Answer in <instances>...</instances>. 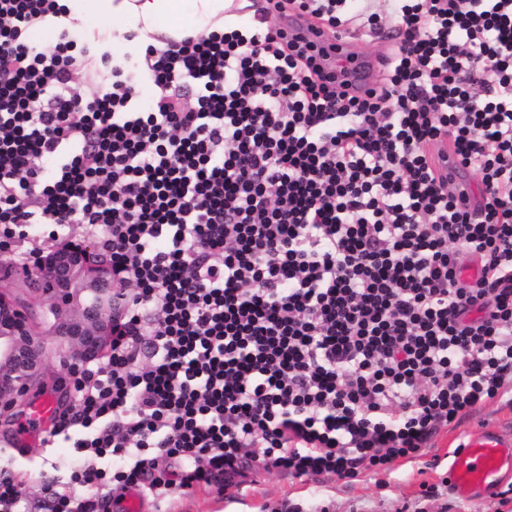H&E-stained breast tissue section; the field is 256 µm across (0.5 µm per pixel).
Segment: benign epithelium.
I'll return each instance as SVG.
<instances>
[{
	"mask_svg": "<svg viewBox=\"0 0 512 512\" xmlns=\"http://www.w3.org/2000/svg\"><path fill=\"white\" fill-rule=\"evenodd\" d=\"M29 287L51 302L52 335L65 348L75 373L104 358L112 336V317L123 305L112 277V259L88 244H65L48 252L33 272ZM39 325L6 291L0 290V415L24 398L43 365Z\"/></svg>",
	"mask_w": 512,
	"mask_h": 512,
	"instance_id": "obj_1",
	"label": "benign epithelium"
}]
</instances>
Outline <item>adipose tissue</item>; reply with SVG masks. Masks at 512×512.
I'll list each match as a JSON object with an SVG mask.
<instances>
[{"mask_svg":"<svg viewBox=\"0 0 512 512\" xmlns=\"http://www.w3.org/2000/svg\"><path fill=\"white\" fill-rule=\"evenodd\" d=\"M65 17L46 16L31 29L30 40L56 30L60 21L80 25H111L113 42H121L125 33H133V46L145 49L158 36L174 39L191 33H217L249 30L252 15L233 13L234 0H62Z\"/></svg>","mask_w":512,"mask_h":512,"instance_id":"ef3b65f1","label":"adipose tissue"}]
</instances>
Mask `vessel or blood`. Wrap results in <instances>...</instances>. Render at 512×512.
Listing matches in <instances>:
<instances>
[{"label": "vessel or blood", "instance_id": "obj_1", "mask_svg": "<svg viewBox=\"0 0 512 512\" xmlns=\"http://www.w3.org/2000/svg\"><path fill=\"white\" fill-rule=\"evenodd\" d=\"M283 27L289 33L326 47L335 62L344 64L346 78L355 87L366 90L375 84L373 64L358 57L352 37H335L327 33L311 17H285ZM56 413L53 398L42 395L34 400L19 429L18 446H26L29 437L41 432ZM512 467V436H504L499 428L485 426L470 432L464 447L454 452L448 471L452 491L466 499H477L496 490L503 480L504 466Z\"/></svg>", "mask_w": 512, "mask_h": 512}]
</instances>
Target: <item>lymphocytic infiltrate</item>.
I'll use <instances>...</instances> for the list:
<instances>
[{"instance_id": "lymphocytic-infiltrate-1", "label": "lymphocytic infiltrate", "mask_w": 512, "mask_h": 512, "mask_svg": "<svg viewBox=\"0 0 512 512\" xmlns=\"http://www.w3.org/2000/svg\"><path fill=\"white\" fill-rule=\"evenodd\" d=\"M393 2L360 91L277 21L340 34L347 0L147 47L134 78L75 34L25 40L59 0H0V224L101 226L126 296L50 432L87 454L84 498L52 491V512L250 468L386 472L512 391V0Z\"/></svg>"}]
</instances>
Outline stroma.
<instances>
[{
  "label": "stroma",
  "instance_id": "obj_1",
  "mask_svg": "<svg viewBox=\"0 0 512 512\" xmlns=\"http://www.w3.org/2000/svg\"><path fill=\"white\" fill-rule=\"evenodd\" d=\"M71 381L69 370L50 345L30 394L58 393V410L68 413L72 402L63 392L70 389ZM17 423V418L0 417V471L12 473L22 483L36 512H49L48 488L70 483L82 453L60 437L49 444L31 441L23 453H15L9 442ZM486 425L512 430V405L495 402L483 407L440 432L414 461L396 462L386 475L363 474L347 481L326 474L297 479L256 470L236 497L214 486L178 489L168 496L146 498L143 512H271L275 507L281 512H512V502L502 506L489 496L467 501L442 483L457 445L466 434ZM426 485L434 487V497H423Z\"/></svg>",
  "mask_w": 512,
  "mask_h": 512
}]
</instances>
